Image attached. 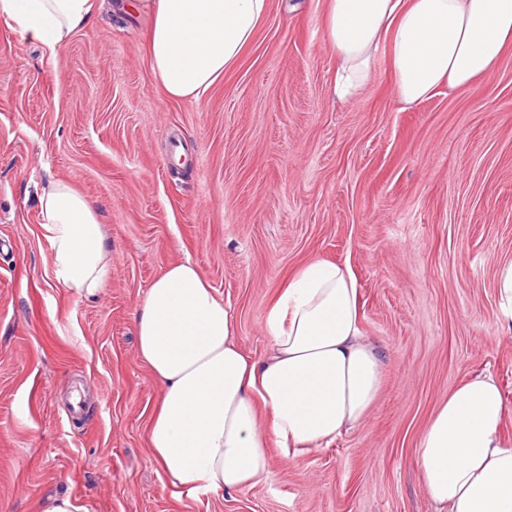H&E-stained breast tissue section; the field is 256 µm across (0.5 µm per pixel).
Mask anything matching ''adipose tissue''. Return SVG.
I'll return each mask as SVG.
<instances>
[{
	"instance_id": "obj_1",
	"label": "adipose tissue",
	"mask_w": 512,
	"mask_h": 512,
	"mask_svg": "<svg viewBox=\"0 0 512 512\" xmlns=\"http://www.w3.org/2000/svg\"><path fill=\"white\" fill-rule=\"evenodd\" d=\"M151 24L148 57L164 94L202 100L253 44L269 0H138ZM99 0H0V20L48 49L88 24ZM323 34L336 55L333 92L348 99L386 58L406 106L439 89L490 78L512 45V0H325ZM41 227L56 282L98 293L112 270L99 209L69 181L48 180ZM260 358L235 336L229 308L191 261L169 265L136 316L137 351L164 391L147 435L170 484L229 495L268 473L269 448L295 458L360 424L381 383V359L360 325L348 267L312 260L280 288L264 318ZM492 375L442 401L419 439L422 486L436 512H512V438Z\"/></svg>"
}]
</instances>
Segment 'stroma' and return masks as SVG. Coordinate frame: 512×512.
<instances>
[{
    "label": "stroma",
    "mask_w": 512,
    "mask_h": 512,
    "mask_svg": "<svg viewBox=\"0 0 512 512\" xmlns=\"http://www.w3.org/2000/svg\"><path fill=\"white\" fill-rule=\"evenodd\" d=\"M96 15L48 54L0 20V512L67 494L88 512H434L416 448L435 407L499 381L512 436V48L492 78L401 109L380 62L332 93L323 0H271L238 66L198 102L164 96L150 19ZM64 178L101 211L112 275L94 299L53 276L38 195ZM190 260L263 356L279 288L307 261L348 267L383 361L368 415L224 496L171 487L147 425L162 385L137 356V308ZM80 392V408L70 403ZM498 289L502 318L510 325L512 323V261L500 266Z\"/></svg>",
    "instance_id": "stroma-1"
}]
</instances>
